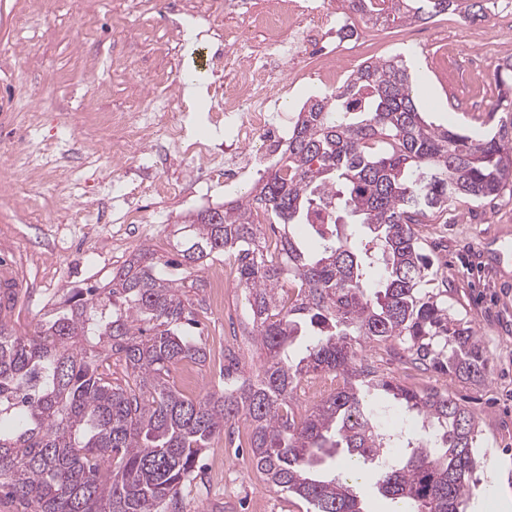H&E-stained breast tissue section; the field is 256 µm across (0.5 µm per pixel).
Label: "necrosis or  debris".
<instances>
[{
  "instance_id": "1",
  "label": "necrosis or debris",
  "mask_w": 512,
  "mask_h": 512,
  "mask_svg": "<svg viewBox=\"0 0 512 512\" xmlns=\"http://www.w3.org/2000/svg\"><path fill=\"white\" fill-rule=\"evenodd\" d=\"M210 17L224 21V47L205 66L215 77L206 91L211 121L223 122L232 144L219 152L188 135L174 75L154 72L150 96L135 114H101L112 131V152L149 144L162 155L189 159L195 171L222 178L233 192L245 176L260 171L284 152V124L275 123L295 82L309 79L319 90L336 87V62L358 56L360 29L349 7L332 0H207Z\"/></svg>"
}]
</instances>
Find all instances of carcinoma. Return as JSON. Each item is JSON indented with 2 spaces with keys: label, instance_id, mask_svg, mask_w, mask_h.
<instances>
[{
  "label": "carcinoma",
  "instance_id": "1",
  "mask_svg": "<svg viewBox=\"0 0 512 512\" xmlns=\"http://www.w3.org/2000/svg\"><path fill=\"white\" fill-rule=\"evenodd\" d=\"M349 2L376 26L484 16L494 0H392L383 13L374 0ZM495 79L496 124L472 138L426 118L403 60L365 63L298 112L288 154L217 223L187 225L173 256L140 247L30 333L0 319V500L14 512H186L198 460L242 418L256 473L306 512H368L367 477L410 512H465L480 463L476 418L446 391L378 374L361 352L396 340L423 372L487 379V352L450 315L416 227L460 197L493 200L512 184V54ZM259 207L280 226L273 254ZM222 256L237 263L263 361L240 383L228 356L223 388L187 396L172 369L211 357L191 333L203 313L192 271ZM317 379L327 384L320 400L297 412L298 391ZM378 391L426 433L407 439L393 466Z\"/></svg>",
  "mask_w": 512,
  "mask_h": 512
}]
</instances>
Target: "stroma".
Returning a JSON list of instances; mask_svg holds the SVG:
<instances>
[{"label": "stroma", "instance_id": "stroma-1", "mask_svg": "<svg viewBox=\"0 0 512 512\" xmlns=\"http://www.w3.org/2000/svg\"><path fill=\"white\" fill-rule=\"evenodd\" d=\"M159 0H0V271L15 281L17 302L8 316L25 331L47 320L71 289L105 284L114 268L144 245L167 254L176 230L198 213L224 205V183L204 179L190 163H160L146 147L112 155V133L94 120L97 112H133L150 76L173 70L206 85L201 54L216 40L194 47L172 42L157 18ZM154 18L142 35L143 18ZM425 23L367 27L358 54L376 61L415 59L413 92L430 121L477 135L489 126L498 88L495 66L512 52V41L485 55L486 72L469 81V99L448 97L456 74L446 60L471 46L449 29L446 43H432ZM182 180L177 199L144 197V224L126 230L123 252L112 250V231L126 206L124 193L142 178ZM94 202L98 221L74 224L72 208ZM471 210L467 224L439 220L420 225L448 279L451 315L468 322L489 355L488 381L475 387L445 376L406 368L390 349L370 350L380 374L417 387L447 388L480 426L478 442L488 458L477 469L466 512H500L501 496L512 497V268L499 275L491 266L494 243L512 245V186L491 204L457 200ZM249 326L239 288L227 289L222 311H208L201 339L213 352L233 353L243 375L261 359L243 331ZM247 429L237 422L233 439H216L230 479L208 480L186 494L188 512H304L294 498L272 490L252 468Z\"/></svg>", "mask_w": 512, "mask_h": 512}]
</instances>
